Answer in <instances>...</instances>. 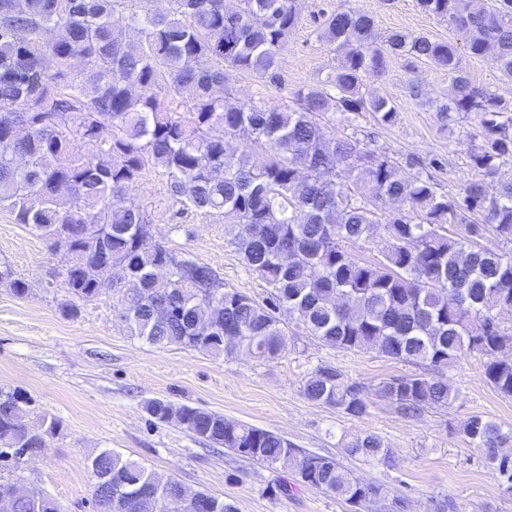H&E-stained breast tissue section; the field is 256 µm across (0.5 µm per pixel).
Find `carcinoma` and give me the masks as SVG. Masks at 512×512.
Masks as SVG:
<instances>
[{
    "mask_svg": "<svg viewBox=\"0 0 512 512\" xmlns=\"http://www.w3.org/2000/svg\"><path fill=\"white\" fill-rule=\"evenodd\" d=\"M166 2L163 10L130 11L128 0H0V207L62 254L63 314L74 317L79 303L112 293L128 303L129 313H117L122 327L149 344L273 362L295 348L281 318L288 312L324 346L427 367L378 388L405 416L457 399L445 370L465 355L480 357L486 382L512 399V180L493 193L486 182L512 160V106L459 65L464 49L489 57L512 81V0H415L460 36L461 48L452 37L382 36L362 9L324 12L319 37L338 63L325 82L293 91L289 109L230 105L224 86L230 71L278 82L298 0H237L233 11L227 0ZM392 57L448 70L453 93L436 106L441 122L479 118L468 159L480 178L454 194L421 172L401 175L385 152L337 138L322 123L330 113L347 120L370 112L378 124H394V105L362 91L364 77L383 74ZM216 128L223 135H213ZM151 169L167 175L170 198L224 225L244 268L268 289L260 300L223 291L208 332L195 322L216 271L184 256L176 262L166 242L136 231L150 218L133 190ZM381 230L391 240L381 258L351 253ZM486 236L496 246L479 245ZM106 257L140 287L126 292L101 278ZM0 284L20 299L31 288L2 260ZM227 334L240 340L228 346ZM302 391L350 415L367 411L362 385L330 365L316 367ZM31 403L20 391H0V455H35L60 435L61 421L32 419ZM146 411L291 470L349 505L368 498L399 512L401 500L384 486L363 485L336 459L301 454L279 434L171 400H150ZM463 433L512 493V458L501 455L512 448V428L474 416ZM345 448L354 458H389L372 432ZM89 468L107 477L92 486L96 512H161L153 472L137 460L103 449ZM13 512L62 510L36 493L17 498ZM191 512L236 508L198 491Z\"/></svg>",
    "mask_w": 512,
    "mask_h": 512,
    "instance_id": "obj_1",
    "label": "carcinoma"
}]
</instances>
